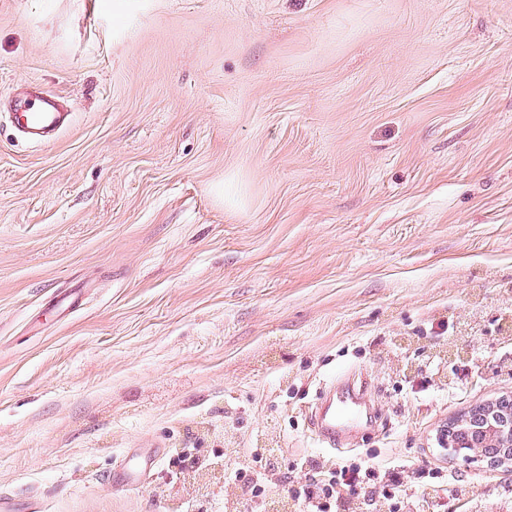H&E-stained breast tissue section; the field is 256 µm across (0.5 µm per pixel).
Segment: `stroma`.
I'll list each match as a JSON object with an SVG mask.
<instances>
[{"mask_svg":"<svg viewBox=\"0 0 512 512\" xmlns=\"http://www.w3.org/2000/svg\"><path fill=\"white\" fill-rule=\"evenodd\" d=\"M38 91L47 143L9 122ZM347 373L375 424L317 447ZM510 393L512 0H0L14 512H246L257 448L284 512L362 459L402 489L337 512H512V468L437 443ZM160 459L161 456L157 451L142 457L132 469L125 473L124 480L126 484L128 486L140 485L147 472L156 467Z\"/></svg>","mask_w":512,"mask_h":512,"instance_id":"35a3bbf8","label":"stroma"}]
</instances>
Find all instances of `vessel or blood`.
I'll use <instances>...</instances> for the list:
<instances>
[{"mask_svg":"<svg viewBox=\"0 0 512 512\" xmlns=\"http://www.w3.org/2000/svg\"><path fill=\"white\" fill-rule=\"evenodd\" d=\"M65 121L66 117L59 112L55 99L45 98L33 104H21L14 115L13 125L17 130L47 142L64 129ZM366 389V382L348 375L324 384L320 402L309 417L312 434L322 447H341L346 437L361 425ZM160 459V454L156 452L142 457L126 472V484L140 485L147 472L156 467Z\"/></svg>","mask_w":512,"mask_h":512,"instance_id":"vessel-or-blood-1","label":"vessel or blood"}]
</instances>
